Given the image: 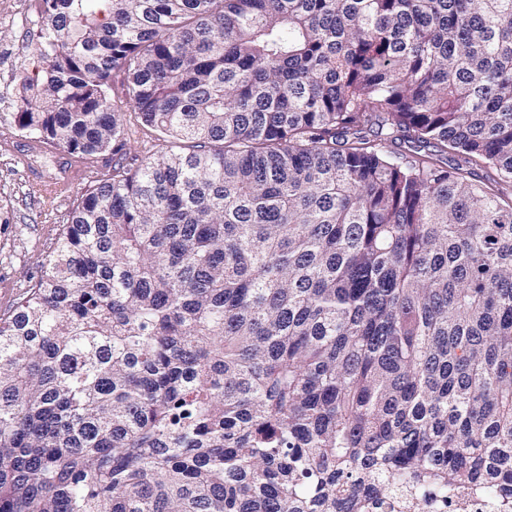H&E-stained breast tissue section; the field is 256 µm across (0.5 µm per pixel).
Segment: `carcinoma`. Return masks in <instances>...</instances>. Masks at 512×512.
Wrapping results in <instances>:
<instances>
[{"instance_id":"obj_1","label":"carcinoma","mask_w":512,"mask_h":512,"mask_svg":"<svg viewBox=\"0 0 512 512\" xmlns=\"http://www.w3.org/2000/svg\"><path fill=\"white\" fill-rule=\"evenodd\" d=\"M39 2L15 123L117 159L0 314V512H512V0ZM125 124L129 128L131 138V152L129 158L135 155L140 159L145 156L159 154L170 149L180 150L181 144H170L169 142L159 141L155 135L147 128L141 126L135 119L134 114L129 112L125 115ZM178 145V146H175ZM172 147V148H171ZM491 504L481 497L432 498L426 512H491Z\"/></svg>"}]
</instances>
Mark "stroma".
<instances>
[{
	"label": "stroma",
	"mask_w": 512,
	"mask_h": 512,
	"mask_svg": "<svg viewBox=\"0 0 512 512\" xmlns=\"http://www.w3.org/2000/svg\"><path fill=\"white\" fill-rule=\"evenodd\" d=\"M40 29L29 0H11L9 15L0 14V205L11 218L9 228L0 231V311L37 277L77 198L112 171L111 153L70 155L16 127L18 83L39 67L32 50ZM45 180L69 181L70 189L54 199L35 195L34 183Z\"/></svg>",
	"instance_id": "obj_1"
}]
</instances>
